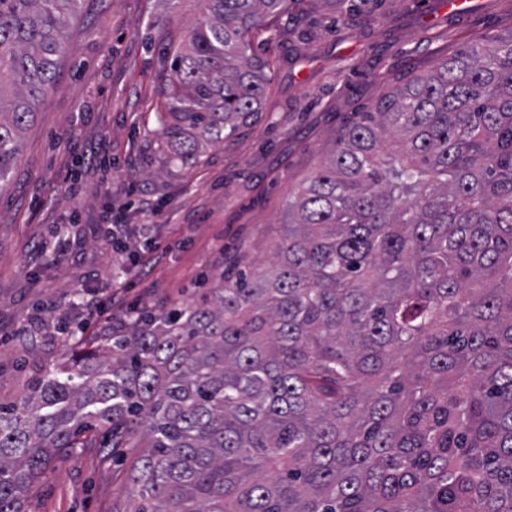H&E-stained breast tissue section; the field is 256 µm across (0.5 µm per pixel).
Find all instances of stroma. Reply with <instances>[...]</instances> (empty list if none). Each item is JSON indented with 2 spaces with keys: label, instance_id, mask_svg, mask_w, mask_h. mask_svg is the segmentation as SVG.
<instances>
[{
  "label": "stroma",
  "instance_id": "obj_1",
  "mask_svg": "<svg viewBox=\"0 0 512 512\" xmlns=\"http://www.w3.org/2000/svg\"><path fill=\"white\" fill-rule=\"evenodd\" d=\"M199 0H84L66 29L55 88L27 127L0 190V399L26 392L66 351L58 330L112 332L130 307L160 311L201 298L226 259L275 257L289 199L344 129L393 88L473 43L512 35V0H381L332 21L307 0L275 21L280 49L261 120L191 166L161 152L156 112L168 53ZM134 235L118 249L105 218ZM65 233L60 254L36 255ZM87 298L126 305L89 315ZM134 448H75L53 461L27 512H112L127 497Z\"/></svg>",
  "mask_w": 512,
  "mask_h": 512
}]
</instances>
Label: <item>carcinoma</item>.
Listing matches in <instances>:
<instances>
[{"instance_id":"obj_1","label":"carcinoma","mask_w":512,"mask_h":512,"mask_svg":"<svg viewBox=\"0 0 512 512\" xmlns=\"http://www.w3.org/2000/svg\"><path fill=\"white\" fill-rule=\"evenodd\" d=\"M83 0H0V187ZM305 0H201L157 113L170 162L261 118L251 52ZM275 260L76 345L0 401V512L93 426L113 512H512V35L386 94L288 202Z\"/></svg>"}]
</instances>
